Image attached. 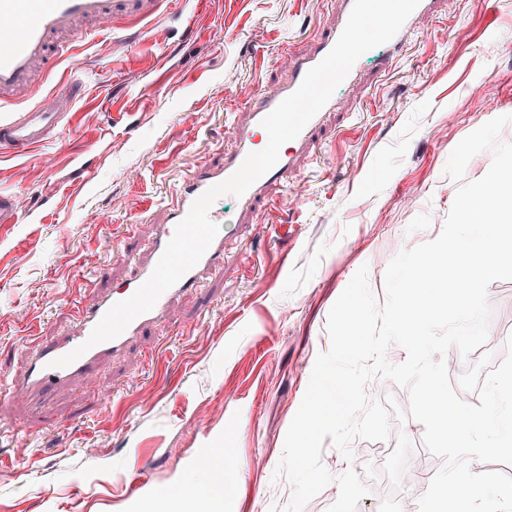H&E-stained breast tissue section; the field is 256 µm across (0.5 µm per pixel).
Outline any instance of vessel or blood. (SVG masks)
<instances>
[{
	"instance_id": "vessel-or-blood-1",
	"label": "vessel or blood",
	"mask_w": 512,
	"mask_h": 512,
	"mask_svg": "<svg viewBox=\"0 0 512 512\" xmlns=\"http://www.w3.org/2000/svg\"><path fill=\"white\" fill-rule=\"evenodd\" d=\"M160 0H0V104L27 91L31 87L38 68L46 66L52 52L57 49V40L65 35L76 34L83 20H94L105 24L117 15L133 21L151 16ZM438 0H420L412 18L406 19L402 30L381 47L378 64H385L393 52L404 42L415 17L435 10ZM354 5V0H341L336 25L321 37L312 51L302 55L293 63L287 82L267 92L259 105L249 114L246 125L237 129L235 150L225 158L219 168L201 167L192 181L181 191L172 207L168 224L157 235L150 246V258L142 267L139 281H146L152 274L167 244L174 235L177 224L188 214L194 201L209 187L219 184L233 175L246 156L256 152L257 141L267 138L263 119L302 83L307 71L317 65L332 49ZM80 95L74 84H67L56 104L34 112H22L17 116L0 118V153H23L37 148L49 139L59 124V115L66 111ZM321 125L320 117H313L299 135L281 147L277 165L259 178L239 199L242 208L266 195L275 184L287 180L294 170V154L297 149L313 139ZM224 233H217L201 260L175 285L166 290L155 306L135 318L116 338L90 347L71 364L58 367L54 361L86 344L94 327L116 303L131 297L135 285L116 288L99 297L82 309L75 329L60 339L35 343L24 382L27 387L45 395L78 380L93 377L102 363L120 354L127 341L141 329L159 318L168 305L178 296L198 284L201 274L216 266L224 256Z\"/></svg>"
}]
</instances>
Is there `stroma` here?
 <instances>
[{
    "label": "stroma",
    "mask_w": 512,
    "mask_h": 512,
    "mask_svg": "<svg viewBox=\"0 0 512 512\" xmlns=\"http://www.w3.org/2000/svg\"><path fill=\"white\" fill-rule=\"evenodd\" d=\"M336 0H162L141 22L117 16L58 54L34 94L0 113L85 88L37 151L0 155V191L17 209L0 228V512H149L191 492L194 458H233L232 512H270L290 497L275 479L287 430L328 314L360 267L376 298L400 251L442 231L460 182L488 171L474 156L445 177L455 146L512 115V0H443L420 17L387 70L373 57L339 87L313 146L271 198L235 213L224 258L89 380L37 399L21 387L34 341L72 331L82 306L136 279L180 189L221 166L262 93L336 23ZM423 425L392 423L367 460L325 442L333 477L303 512H328L352 469L375 512L378 464L398 470Z\"/></svg>",
    "instance_id": "obj_1"
}]
</instances>
